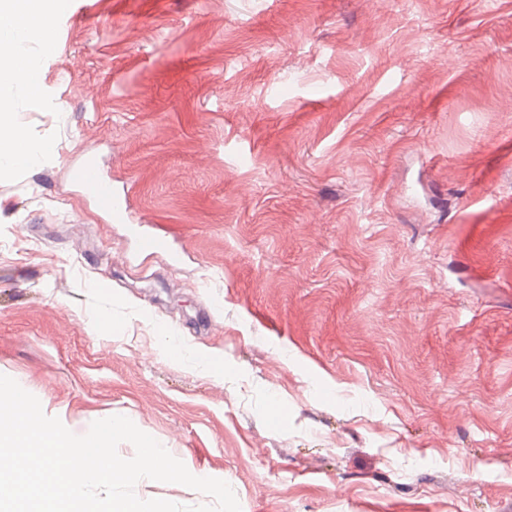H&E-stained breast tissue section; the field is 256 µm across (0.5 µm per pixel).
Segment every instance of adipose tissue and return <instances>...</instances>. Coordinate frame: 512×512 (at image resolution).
I'll return each instance as SVG.
<instances>
[{
  "label": "adipose tissue",
  "mask_w": 512,
  "mask_h": 512,
  "mask_svg": "<svg viewBox=\"0 0 512 512\" xmlns=\"http://www.w3.org/2000/svg\"><path fill=\"white\" fill-rule=\"evenodd\" d=\"M62 5L63 0H0V180L36 170L58 154L56 141L32 136L16 115L20 107L48 102L45 62Z\"/></svg>",
  "instance_id": "obj_1"
}]
</instances>
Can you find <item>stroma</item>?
<instances>
[{
	"instance_id": "1",
	"label": "stroma",
	"mask_w": 512,
	"mask_h": 512,
	"mask_svg": "<svg viewBox=\"0 0 512 512\" xmlns=\"http://www.w3.org/2000/svg\"><path fill=\"white\" fill-rule=\"evenodd\" d=\"M53 29L17 120L63 148L0 181V374L241 512H512V0H65ZM72 178L88 189L96 202L117 220L125 218L126 209L112 190V183L103 178L93 164H86L71 171ZM193 366L214 379L224 377V362L213 359L208 353L196 351L192 356Z\"/></svg>"
}]
</instances>
